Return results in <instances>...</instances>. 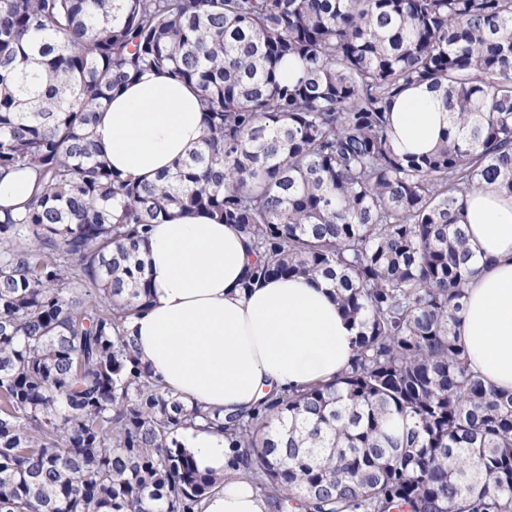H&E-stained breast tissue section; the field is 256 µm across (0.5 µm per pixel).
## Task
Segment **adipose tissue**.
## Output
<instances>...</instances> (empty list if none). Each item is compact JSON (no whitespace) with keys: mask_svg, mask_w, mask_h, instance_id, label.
<instances>
[{"mask_svg":"<svg viewBox=\"0 0 512 512\" xmlns=\"http://www.w3.org/2000/svg\"><path fill=\"white\" fill-rule=\"evenodd\" d=\"M394 145L426 153L449 124L440 97L407 90L392 114ZM203 135L194 88L161 71L125 85L98 113L96 143L113 169L152 180L186 157ZM37 189L29 169L0 176V207L21 210ZM465 230L477 275L467 286L458 336L487 385L512 391V197L493 188L466 200ZM148 310L127 338L165 390L214 410L254 407L270 391L334 382L353 354L355 331L324 279L273 277L250 289L245 238L206 214H177L154 225L143 248ZM197 467L222 477L203 512H271L242 472L226 466L222 434L183 431Z\"/></svg>","mask_w":512,"mask_h":512,"instance_id":"adipose-tissue-1","label":"adipose tissue"}]
</instances>
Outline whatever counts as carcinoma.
<instances>
[{
	"instance_id": "obj_1",
	"label": "carcinoma",
	"mask_w": 512,
	"mask_h": 512,
	"mask_svg": "<svg viewBox=\"0 0 512 512\" xmlns=\"http://www.w3.org/2000/svg\"><path fill=\"white\" fill-rule=\"evenodd\" d=\"M150 68L196 89L204 134L135 182L93 122ZM422 85L452 123L401 154ZM25 168L41 190L0 211V512H202L199 422L273 512H512V391L456 334L466 198L512 196V0H0V172ZM182 212L247 239L246 288L330 282L357 329L335 382L227 413L162 388L126 323L150 226Z\"/></svg>"
}]
</instances>
